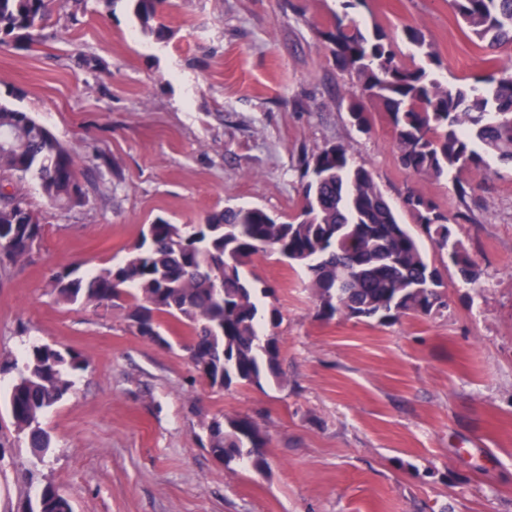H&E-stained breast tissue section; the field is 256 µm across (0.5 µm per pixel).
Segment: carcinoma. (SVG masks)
I'll list each match as a JSON object with an SVG mask.
<instances>
[{"label": "carcinoma", "instance_id": "1", "mask_svg": "<svg viewBox=\"0 0 512 512\" xmlns=\"http://www.w3.org/2000/svg\"><path fill=\"white\" fill-rule=\"evenodd\" d=\"M142 26L158 40L167 0H129ZM55 0H0V45L19 33L36 41ZM458 23L484 47L512 46V0H448ZM336 67L357 88L347 110L363 131L371 126L368 105L386 113L401 165L416 177L440 179L454 170L488 172L485 154L512 163V64L488 60L483 72L448 87L436 76L439 55L429 66L408 67L387 34L362 30L345 13L321 31ZM35 182L59 208L82 206L101 192L94 169L78 161L30 113L0 103V271L32 258L44 225L21 185ZM302 205L282 220L257 207H227L202 224H172L163 217L146 226L125 259L81 274L55 272L50 294L59 303L110 307L125 298V317L161 328L167 317L187 328L193 367H208L206 381L226 390L284 383L280 344L263 323L278 325L279 312L263 314L256 288L244 268L259 253H276L303 268L319 315L387 323L404 316L428 317L447 307L439 269L385 199L371 169L350 164L348 149L331 144L304 158L300 168ZM404 207L439 251L448 252L468 284L481 271L455 237L457 218L415 189ZM16 370L9 414L32 456L50 448L44 415L72 389V375L87 368L80 354L51 344H34ZM206 447L224 449V465L246 459L263 469L267 432L250 416L213 418ZM26 512H73L53 483Z\"/></svg>", "mask_w": 512, "mask_h": 512}]
</instances>
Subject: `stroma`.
<instances>
[{
	"label": "stroma",
	"instance_id": "stroma-1",
	"mask_svg": "<svg viewBox=\"0 0 512 512\" xmlns=\"http://www.w3.org/2000/svg\"><path fill=\"white\" fill-rule=\"evenodd\" d=\"M337 0H170L165 40L126 0H69L43 39L0 46V101L30 112L89 165L101 195L81 207L25 191L44 226L33 258L0 275V355L68 347L87 363L44 418L52 449L33 462L5 404L0 373V512H25L46 483L73 512H512V165L435 180L404 170L384 112L352 126L355 88L319 41ZM350 15L384 29L402 61L424 59L418 27L447 85L484 69L486 50L448 0H368ZM343 143L400 207L408 186L448 214L481 269L465 284L428 251L448 306L381 324L317 313L307 273L277 255L246 268L280 312L286 384L219 391L187 352L139 336L123 307L63 304L52 273L120 261L162 217L200 224L227 207L288 218L300 207L305 156ZM246 414L268 433V467L224 466L198 440L213 417Z\"/></svg>",
	"mask_w": 512,
	"mask_h": 512
}]
</instances>
